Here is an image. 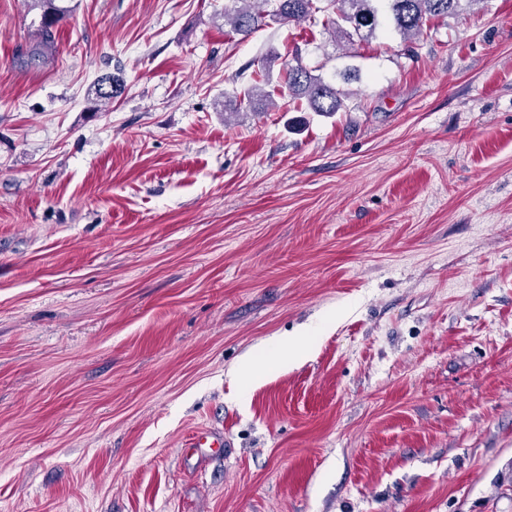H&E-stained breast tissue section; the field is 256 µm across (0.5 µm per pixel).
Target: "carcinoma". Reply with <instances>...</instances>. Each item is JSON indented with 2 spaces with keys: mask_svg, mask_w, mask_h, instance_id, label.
I'll return each mask as SVG.
<instances>
[{
  "mask_svg": "<svg viewBox=\"0 0 512 512\" xmlns=\"http://www.w3.org/2000/svg\"><path fill=\"white\" fill-rule=\"evenodd\" d=\"M385 2L388 19L394 29L405 40H410L422 29L430 18H446L461 10V6L476 4L477 0H274L270 10L259 7L260 0H232L234 6L224 9V23L243 37L255 33L267 21L280 23H300L312 17L316 12L336 15L338 32L348 37L360 39L372 37L380 25V2ZM43 7L39 22L41 51L55 50V29L61 21L60 9L54 0H35ZM258 79L243 92L246 106L259 111V101L270 97L265 90L266 70L256 72ZM112 86V92L103 90L104 84ZM123 83L116 76L105 77L98 84L97 95L104 100L119 96ZM281 95L296 104L302 100L314 112L331 114L344 107L347 93L332 84L326 83L312 71L299 65L287 63L281 74Z\"/></svg>",
  "mask_w": 512,
  "mask_h": 512,
  "instance_id": "cac0c4a2",
  "label": "carcinoma"
}]
</instances>
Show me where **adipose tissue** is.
Wrapping results in <instances>:
<instances>
[{"label": "adipose tissue", "mask_w": 512, "mask_h": 512, "mask_svg": "<svg viewBox=\"0 0 512 512\" xmlns=\"http://www.w3.org/2000/svg\"><path fill=\"white\" fill-rule=\"evenodd\" d=\"M316 342L315 333L311 330L298 336L280 337L272 345L244 355L229 370L228 376L240 389H249L265 376L303 362Z\"/></svg>", "instance_id": "1"}]
</instances>
